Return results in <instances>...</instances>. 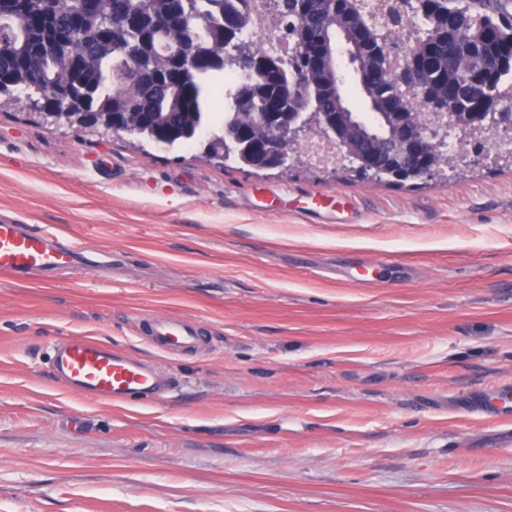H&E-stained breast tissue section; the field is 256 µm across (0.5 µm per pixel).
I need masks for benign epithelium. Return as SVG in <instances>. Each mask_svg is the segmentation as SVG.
I'll use <instances>...</instances> for the list:
<instances>
[{"mask_svg":"<svg viewBox=\"0 0 512 512\" xmlns=\"http://www.w3.org/2000/svg\"><path fill=\"white\" fill-rule=\"evenodd\" d=\"M132 2L116 0L112 11L101 21L102 30L122 32L124 58L131 60L130 71L112 79L113 96L126 100L123 111L96 108L98 87L83 79L76 57L72 61V85L66 91L49 88L33 100L19 97L18 110L45 126L80 135L131 137L146 123L145 113L139 108V90L150 84L181 87L192 79L196 61L205 58L214 68L231 65L259 77L241 84L239 109L251 112L253 126L268 132L265 169L342 168L354 174L362 172L371 181L407 182L417 177L432 179L447 170H475L486 164L487 155L481 151L448 149L451 133H462L472 142L494 137L498 141L494 161L512 160V97L491 93L492 74L511 68L512 56L498 59L493 68L476 64L467 80L449 94L436 93L430 83V71L436 66L437 57L422 49L407 50L406 46L422 42L421 29L404 26L398 19L438 14L441 33L454 34L461 17L450 16L426 0H410L406 4L399 0L394 9L380 12L372 9L369 0H358L357 25L362 31L353 39L341 27L313 32L299 23L288 35L293 47L288 57L276 44L259 48L243 38L239 22L227 17L221 25L222 54L209 52L210 35L196 33L182 44L166 48L167 66L163 70L156 65V45L164 31L185 25L189 0H172L168 13L161 16L151 9H137ZM82 39V31L74 28L54 42L43 40L44 53L51 56L59 46ZM430 45L429 41L424 43L426 47ZM335 69L358 80L365 93L377 85L383 74L391 73L399 84L422 96L426 111L412 112L405 101H392L386 111L393 124L396 147L378 159H363L349 149L343 128L347 121L365 120V115L373 112L372 106L350 112L342 105L329 115L309 110L310 98L303 87L306 76ZM131 83L136 86L132 93L127 91ZM243 140L242 129L225 126L224 142L214 144L210 158L220 160L223 150L233 151ZM316 142L336 148V153L317 156L311 152Z\"/></svg>","mask_w":512,"mask_h":512,"instance_id":"benign-epithelium-1","label":"benign epithelium"}]
</instances>
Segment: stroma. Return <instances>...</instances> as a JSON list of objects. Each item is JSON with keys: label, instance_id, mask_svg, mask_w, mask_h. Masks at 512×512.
<instances>
[{"label": "stroma", "instance_id": "35a3bbf8", "mask_svg": "<svg viewBox=\"0 0 512 512\" xmlns=\"http://www.w3.org/2000/svg\"><path fill=\"white\" fill-rule=\"evenodd\" d=\"M117 260L0 274V512H512V167L418 183L254 173L0 112V221ZM199 320L210 351L136 331ZM87 336L162 402L50 372ZM139 330L152 347L173 357L206 352L211 343L200 322L181 315H152ZM50 365L68 388L95 400H160L176 385L174 377L87 336H65L53 343Z\"/></svg>", "mask_w": 512, "mask_h": 512}]
</instances>
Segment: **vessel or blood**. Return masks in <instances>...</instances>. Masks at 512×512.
Masks as SVG:
<instances>
[{
    "instance_id": "vessel-or-blood-1",
    "label": "vessel or blood",
    "mask_w": 512,
    "mask_h": 512,
    "mask_svg": "<svg viewBox=\"0 0 512 512\" xmlns=\"http://www.w3.org/2000/svg\"><path fill=\"white\" fill-rule=\"evenodd\" d=\"M80 253L42 230L0 222V273L13 277L48 275L75 267ZM141 335L158 351L178 357L208 351L210 339L200 322L181 315H153L139 324ZM50 365L68 388L95 400L123 402L162 399L176 385L154 365L86 336H65L52 346Z\"/></svg>"
}]
</instances>
